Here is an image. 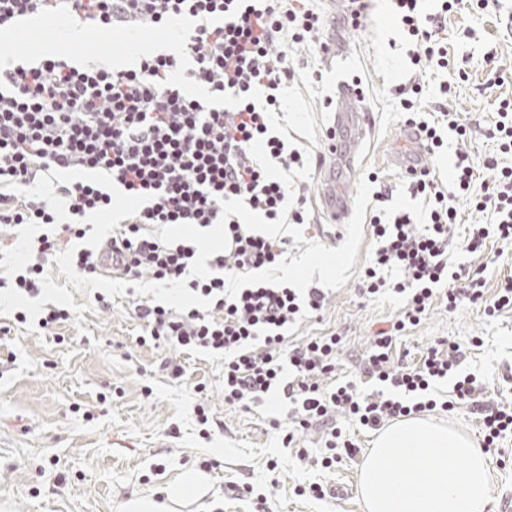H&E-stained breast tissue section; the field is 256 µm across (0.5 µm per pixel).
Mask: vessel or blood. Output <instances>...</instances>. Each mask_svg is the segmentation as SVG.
<instances>
[{"instance_id": "vessel-or-blood-1", "label": "vessel or blood", "mask_w": 512, "mask_h": 512, "mask_svg": "<svg viewBox=\"0 0 512 512\" xmlns=\"http://www.w3.org/2000/svg\"><path fill=\"white\" fill-rule=\"evenodd\" d=\"M336 109L331 116L330 156L332 165L321 169L322 183L321 203L335 224H343L349 214V204L336 192L337 166L352 167L355 153L346 144L344 132L347 127H361L367 121L366 111L362 105V96L348 80L341 79L334 90Z\"/></svg>"}]
</instances>
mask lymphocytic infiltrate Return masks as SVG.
Wrapping results in <instances>:
<instances>
[{
    "mask_svg": "<svg viewBox=\"0 0 512 512\" xmlns=\"http://www.w3.org/2000/svg\"><path fill=\"white\" fill-rule=\"evenodd\" d=\"M62 4L79 22L102 26L158 25L181 14L194 18L186 77L210 92L239 96L241 102L209 107L167 85L178 65L177 55L168 50L141 58L130 69L84 68L46 57L0 70V232L23 224L50 227L37 239L18 243L25 262L10 276H0V288L18 297L39 295L45 288V257L65 237H86L81 218L110 216V245L75 252L73 265L80 275H99L109 261L128 278L186 279L190 291L212 301L210 310L193 306L181 315L150 298L133 297V315L144 324L138 345L172 352L168 365L176 379L187 375L177 355L200 350L222 359L225 404L248 409L287 400L292 431L284 436L285 444L294 443L296 433L312 424L326 426V451L316 459L322 468H333L356 452L354 441L337 425L341 416L377 430L415 413L465 408L481 423L484 447H497L512 434V406L491 404L480 378L460 374L466 346L444 340L417 363L391 362L394 333L419 325L435 305L451 311L477 305L490 317L512 311L511 277L491 295L483 269L458 272L448 262L460 199L490 217L488 223L465 229L466 252L484 253L491 242L512 245V166L500 161L512 154V97L499 101L497 120L487 132L497 147L482 165L492 171L491 181L478 180L477 167L461 148L449 183L439 182L428 167L411 170L410 193L422 197L423 212L400 211L387 222L378 215L371 218L377 248L362 291L374 297L389 290L404 302L392 328L373 338L363 374L377 390L364 394L356 383L336 380L341 336L331 331L299 343L287 336L301 319L319 317L326 303L322 289L310 287L301 294L285 285L254 284L236 298L226 296L227 274L275 265L286 251V238L249 231L230 216L229 247L209 259L212 274L201 280L189 275L195 245H166L157 237L160 227L182 222L211 228L220 217V200L229 198L244 199L269 221L284 211L288 223H305V197L287 205V188L265 177L249 148L260 139L276 164L286 169L304 165L303 154L271 131L265 111L279 108L280 90L294 76L287 52L277 47L280 39L321 42L326 19L312 0H0V27ZM395 6L414 43L412 64L447 68L448 46L441 34L449 14L464 9L465 0H441L432 14L421 13L418 0H395ZM256 88L265 93L264 106L248 98ZM402 92L401 106L409 113L405 125L418 131L426 154L439 153L447 130L461 145L466 142L471 129L458 114H449L443 124L412 118L423 94L419 82ZM63 169L90 170L97 178L33 197L37 176ZM63 211L70 222L60 221ZM389 270L398 273V281L387 282ZM447 381L453 384V399L433 397L434 387Z\"/></svg>",
    "mask_w": 512,
    "mask_h": 512,
    "instance_id": "lymphocytic-infiltrate-1",
    "label": "lymphocytic infiltrate"
}]
</instances>
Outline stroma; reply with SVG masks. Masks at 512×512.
I'll list each match as a JSON object with an SVG mask.
<instances>
[{"label":"stroma","instance_id":"35a3bbf8","mask_svg":"<svg viewBox=\"0 0 512 512\" xmlns=\"http://www.w3.org/2000/svg\"><path fill=\"white\" fill-rule=\"evenodd\" d=\"M449 66L443 71L411 69L391 0H372L359 28L338 26L350 50L365 68L363 104L372 126L357 131V169H369L392 188L384 202H371L367 215L418 208L408 190L400 144L406 112L398 89L410 78L424 86L423 111H432L439 86L450 81L449 111L473 129L467 148L483 162L495 146L487 137L500 99L512 96V0L496 11H461L447 19ZM469 77L460 80L458 69ZM348 282L329 292L319 318L304 319L290 331L293 342L330 331L341 334L342 375H355L374 334L390 327L401 306L397 295L363 297L359 288L376 247L371 225ZM494 263L453 244L452 264L485 267L488 291L512 277V246L494 245ZM47 288L32 299L0 293V512H121L123 503L153 497L167 512H364L358 492L359 458L376 434L343 422L358 445L356 459H343L324 470L301 460L297 448L282 444L288 417L280 406L245 411L224 402V364L203 352L184 355L190 383L169 378L159 364L166 352L138 346L144 326L130 312L127 299L115 296L100 309L61 275L46 258ZM48 303L70 309L72 318L57 334L43 332L39 311ZM28 312L26 323L13 319L16 308ZM483 344L467 360L468 371L486 381L497 396L512 379V311L495 317L465 305L455 311L434 306L426 319L393 337L392 355L417 361L442 339L462 344L473 337ZM203 383L204 392L193 390ZM209 408V430L196 421L198 406ZM279 428H272L271 420ZM491 500L512 497V437L489 452ZM187 471L205 478V492L168 504L166 491ZM318 482L332 487L330 497L296 495V487Z\"/></svg>","mask_w":512,"mask_h":512}]
</instances>
